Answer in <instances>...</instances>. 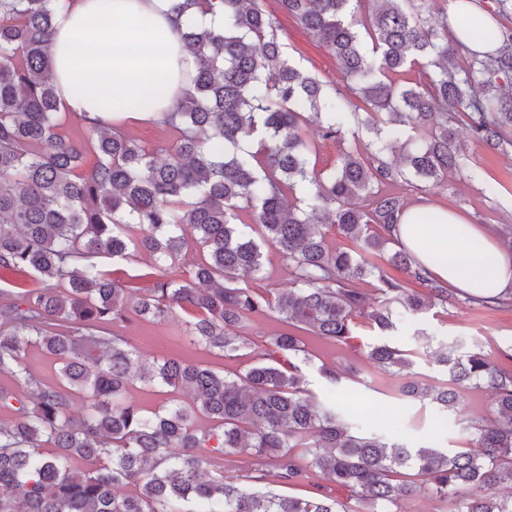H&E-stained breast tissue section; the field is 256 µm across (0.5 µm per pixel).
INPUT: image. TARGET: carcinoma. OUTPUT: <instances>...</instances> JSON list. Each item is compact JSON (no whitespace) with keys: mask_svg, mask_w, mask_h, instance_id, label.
<instances>
[{"mask_svg":"<svg viewBox=\"0 0 512 512\" xmlns=\"http://www.w3.org/2000/svg\"><path fill=\"white\" fill-rule=\"evenodd\" d=\"M445 2L277 0L336 61L330 86L289 63L267 0H220L224 30L190 19L179 31L196 70L162 118L176 141L160 158L118 121L88 126L82 141L62 134L48 65L53 0H0V272L38 283L0 287V375L12 382L0 386V409L15 416L0 424V512H356L327 492L280 491L312 472L365 512L429 492L451 498L454 512H512V495L500 494L512 482V370L479 352L438 351L445 389L400 387L448 408L472 387L492 394L493 416L468 425L472 447L452 453L352 431L335 403L304 388L295 359L309 362L308 352L291 332L224 374L149 358L112 330L130 312L176 321L191 343L237 359L251 348L237 329L254 318L348 345L358 318L386 333L395 304L418 317L461 300L410 253L383 254L406 208L389 186L428 191L459 173L498 193L479 165L464 164L456 126L512 155V27L499 28L495 48L472 51ZM212 10L213 0L176 6L180 16ZM410 70L418 80L401 83ZM309 127L317 138H306ZM361 131L363 150L328 171L312 162L317 141L350 132L357 143ZM89 152L97 160L85 170ZM332 226L356 248L330 246ZM268 246L288 263L286 291L247 285ZM191 248L199 261L177 281L171 269ZM102 255L149 258L153 287L140 293L112 276ZM368 277L380 283L377 299L358 287ZM461 301L512 304V290ZM32 349L58 365L55 380L30 366ZM368 357L407 366L387 344ZM137 384L190 401L148 413L126 396ZM303 440L304 465L290 454ZM405 469L422 482L398 479ZM128 485L134 493H120Z\"/></svg>","mask_w":512,"mask_h":512,"instance_id":"1","label":"carcinoma"}]
</instances>
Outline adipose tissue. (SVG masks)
<instances>
[{"label":"adipose tissue","instance_id":"adipose-tissue-1","mask_svg":"<svg viewBox=\"0 0 512 512\" xmlns=\"http://www.w3.org/2000/svg\"><path fill=\"white\" fill-rule=\"evenodd\" d=\"M176 0H68L55 10L50 46L57 99L86 122H153L192 87L193 56L174 32ZM451 16L474 23L459 30L468 48L489 44L496 23L481 0H452ZM401 245L429 274L462 293L486 297L512 288V255L488 229L427 203L398 217Z\"/></svg>","mask_w":512,"mask_h":512}]
</instances>
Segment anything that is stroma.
Returning a JSON list of instances; mask_svg holds the SVG:
<instances>
[{
    "label": "stroma",
    "mask_w": 512,
    "mask_h": 512,
    "mask_svg": "<svg viewBox=\"0 0 512 512\" xmlns=\"http://www.w3.org/2000/svg\"><path fill=\"white\" fill-rule=\"evenodd\" d=\"M277 33L293 63L321 80H336V62L327 50L288 14L277 12ZM457 133L470 161L480 165L486 178L499 183L497 195L485 196L477 184L449 178L446 184L427 192L400 185L398 191L406 203L427 202L463 213L472 223L497 227L512 224V160L476 145L465 128ZM117 331L141 352L191 362H204L217 371L243 370L247 359H227L189 344L181 326L152 323L137 316L119 323ZM430 338L429 345L418 343L417 333ZM303 340L313 355L312 367L306 368L307 387L324 396L327 385L315 368L329 364L344 378L336 390V404L344 410L354 430L373 433L389 441L410 447H435L464 451L472 446L469 424L488 416L492 397L483 389L471 388L461 394L453 409L436 404L409 401L401 397L399 387L405 375H413L437 386L448 383L447 370L435 362L434 352L448 343L458 352L480 350L491 361L506 365L512 354V307L476 309L466 304L435 305L421 319L397 318L390 336H379L365 319H358L352 344L339 345L312 335ZM387 342L402 350L409 361L406 371L386 368L370 362V347Z\"/></svg>",
    "instance_id": "obj_1"
}]
</instances>
